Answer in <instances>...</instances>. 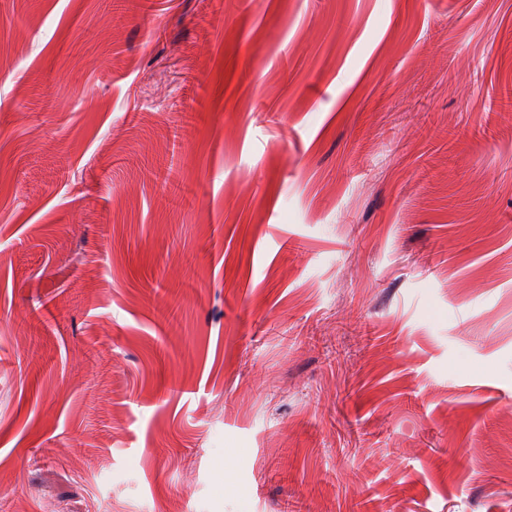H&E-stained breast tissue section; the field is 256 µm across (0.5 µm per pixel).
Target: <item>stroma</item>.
I'll list each match as a JSON object with an SVG mask.
<instances>
[{"mask_svg": "<svg viewBox=\"0 0 512 512\" xmlns=\"http://www.w3.org/2000/svg\"><path fill=\"white\" fill-rule=\"evenodd\" d=\"M0 512H512V0H0Z\"/></svg>", "mask_w": 512, "mask_h": 512, "instance_id": "35a3bbf8", "label": "stroma"}]
</instances>
